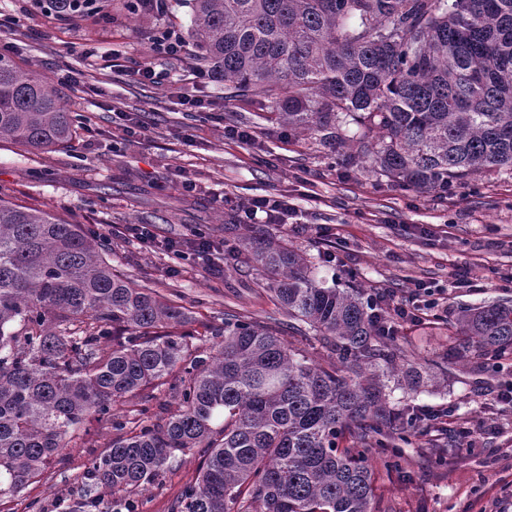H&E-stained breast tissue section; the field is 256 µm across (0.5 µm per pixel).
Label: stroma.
I'll return each mask as SVG.
<instances>
[{
	"label": "stroma",
	"instance_id": "35a3bbf8",
	"mask_svg": "<svg viewBox=\"0 0 512 512\" xmlns=\"http://www.w3.org/2000/svg\"><path fill=\"white\" fill-rule=\"evenodd\" d=\"M135 0H112L109 21L60 22L41 12L35 0H0V36L15 43L14 59L25 72L60 79L73 112L95 129L92 143L33 156L0 141V192L95 229L102 224H150L160 237L177 238L198 229L234 243L242 227L233 219L239 199L286 195L294 213L286 227L259 224L314 257L327 285H352L372 294L393 289L404 298L410 281L421 279L447 289L438 318L399 327L397 339L417 363L448 362L459 342L455 317L460 308L494 299H512V169L474 175L454 183L446 197L403 187L376 173L370 164L353 166L347 149L291 135L266 112L224 96L223 81L195 79V64L154 55V39L164 30L185 33L186 8L168 0L159 16L135 11ZM128 65L155 61L168 77L153 86L118 76L113 55ZM210 102L191 111L183 98ZM146 113V133L128 136L121 113ZM250 129L241 143L225 129ZM198 189L186 197L182 179ZM224 197L223 207L211 198ZM335 228L339 243L318 235ZM334 253L335 262L324 260ZM111 260L133 281L195 312L199 322H221L226 311L261 319L280 311L258 272L200 259H178L136 241L113 239ZM177 275H168V267ZM438 387L422 388L414 405L452 408L480 437L476 448L460 447L436 434L420 435L407 446L413 460L406 471L372 465L378 476L379 512H512V403L499 394L512 384V357L448 362ZM80 447L65 449L58 462L19 495L0 499V512H33V504L68 497L92 455L112 438L105 422L89 419ZM445 448L442 462L425 449ZM199 457L183 456L162 486L144 491L139 512H168L170 501L197 473Z\"/></svg>",
	"mask_w": 512,
	"mask_h": 512
}]
</instances>
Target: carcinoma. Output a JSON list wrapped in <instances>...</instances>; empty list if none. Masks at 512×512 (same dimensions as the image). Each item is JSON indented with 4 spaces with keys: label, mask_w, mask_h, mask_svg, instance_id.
Masks as SVG:
<instances>
[{
    "label": "carcinoma",
    "mask_w": 512,
    "mask_h": 512,
    "mask_svg": "<svg viewBox=\"0 0 512 512\" xmlns=\"http://www.w3.org/2000/svg\"><path fill=\"white\" fill-rule=\"evenodd\" d=\"M191 60L278 125L352 150V162L440 192L512 167V0H187ZM63 21L110 19L106 0H47ZM79 117L49 77L0 56V140L71 146ZM107 239L0 196V497L112 428L63 512H137L181 456L197 476L170 512H376L370 455L418 422L391 393L431 373L358 288L323 286L299 249L246 231L230 259L266 280L288 322L231 312L191 349L192 311L112 267ZM463 357L512 354V300L461 310ZM316 340L313 360L284 332ZM167 392L130 419L112 407ZM352 445L339 447L343 437Z\"/></svg>",
    "instance_id": "obj_1"
}]
</instances>
